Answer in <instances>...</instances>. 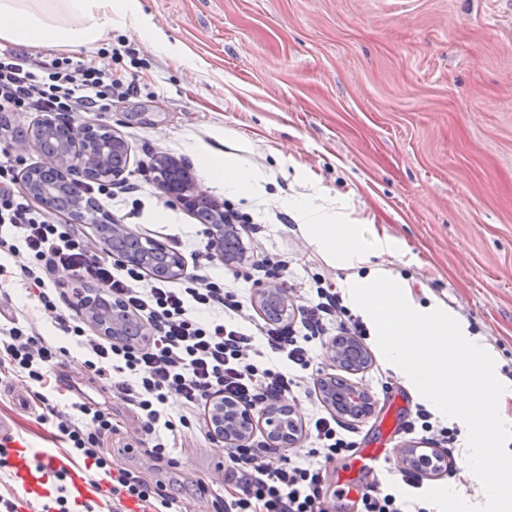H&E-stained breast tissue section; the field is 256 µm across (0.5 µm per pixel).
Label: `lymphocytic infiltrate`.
Listing matches in <instances>:
<instances>
[{"label": "lymphocytic infiltrate", "mask_w": 512, "mask_h": 512, "mask_svg": "<svg viewBox=\"0 0 512 512\" xmlns=\"http://www.w3.org/2000/svg\"><path fill=\"white\" fill-rule=\"evenodd\" d=\"M123 85L96 60H52L31 65L25 53L0 49V113L107 112ZM0 254L11 258L21 280L38 292L44 315L66 334V344L47 338L33 326L0 322V364L33 388L46 403L50 370L59 358L78 349L85 370L107 379L113 393L132 405L149 455L175 466L171 451L183 428L199 420L217 395L250 408L286 403L296 412L298 379L270 364L271 355L309 369L321 350L340 336H362L335 283L315 279L310 291L288 287V304L296 322L271 323L254 314L249 295L224 288L213 279L193 276L180 283L148 278L138 268L99 257L72 225L50 220L17 187L16 165L0 151ZM100 286L150 330L143 342L128 344L88 331L78 311L61 310L47 282L59 271ZM181 403L171 415L169 401ZM55 427L67 445L66 457L83 458L88 470L110 484L118 499L149 503L167 512L173 499L163 486L139 472L113 467L102 448L112 433L106 409L82 399L68 410L54 411ZM330 412H313L307 420L313 446L301 460L269 444L240 443L228 450L224 476V512H327L322 491L324 469L350 452L352 441L337 429ZM361 512H429L424 502L400 499L383 482L369 486Z\"/></svg>", "instance_id": "lymphocytic-infiltrate-1"}]
</instances>
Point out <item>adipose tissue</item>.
<instances>
[{
    "label": "adipose tissue",
    "mask_w": 512,
    "mask_h": 512,
    "mask_svg": "<svg viewBox=\"0 0 512 512\" xmlns=\"http://www.w3.org/2000/svg\"><path fill=\"white\" fill-rule=\"evenodd\" d=\"M127 20L141 39L172 51L161 29L142 15L139 0H0V43L94 47L111 35L115 23ZM199 170L207 184L227 194L253 198L265 192L264 172L240 166L236 153L201 152Z\"/></svg>",
    "instance_id": "ef3b65f1"
}]
</instances>
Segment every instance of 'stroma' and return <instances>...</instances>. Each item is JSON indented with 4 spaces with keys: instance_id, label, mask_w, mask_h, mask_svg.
Segmentation results:
<instances>
[{
    "instance_id": "stroma-1",
    "label": "stroma",
    "mask_w": 512,
    "mask_h": 512,
    "mask_svg": "<svg viewBox=\"0 0 512 512\" xmlns=\"http://www.w3.org/2000/svg\"><path fill=\"white\" fill-rule=\"evenodd\" d=\"M161 26L176 55L156 51L133 27L116 25L107 48L114 77L133 83L108 112L73 114L75 126L107 127L128 144L124 174L139 192L113 199L108 211L130 229L179 253L187 275L209 270L256 294L253 260L286 261L288 278L308 287L313 278L343 282L299 232L277 219L284 199L317 188L341 198L358 218L399 242L377 256L406 281L414 299H441L500 357L512 380V0H139ZM239 155L246 168L265 170L266 196L234 200L252 215L239 265L195 254L210 241L209 227L160 188L154 155L197 166V150ZM361 344L370 360L348 371L323 358L321 375L365 386L368 414L341 420L356 447L391 452L431 442L406 434L417 398L378 352L372 336ZM72 383L106 404L114 431L104 446L113 464L161 480L178 512L198 500L224 512L223 490L210 482L227 466L225 443L205 427L184 431L176 467H156L136 435L139 422L110 383L88 374L78 350L65 360ZM36 403L0 369V423L31 448H61L53 422H40L49 392Z\"/></svg>"
}]
</instances>
